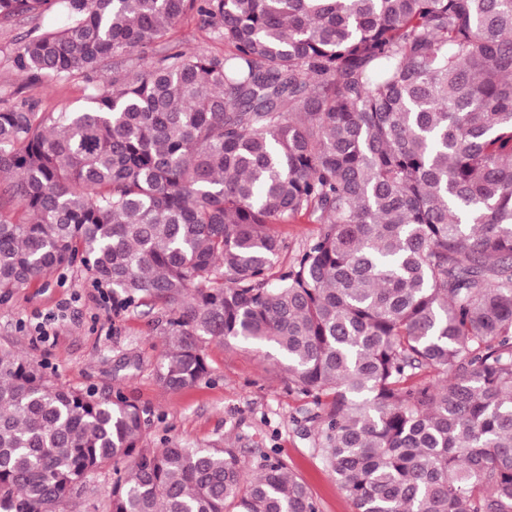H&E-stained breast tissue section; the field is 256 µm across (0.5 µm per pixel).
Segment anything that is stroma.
Masks as SVG:
<instances>
[{
    "label": "stroma",
    "instance_id": "35a3bbf8",
    "mask_svg": "<svg viewBox=\"0 0 512 512\" xmlns=\"http://www.w3.org/2000/svg\"><path fill=\"white\" fill-rule=\"evenodd\" d=\"M64 19L55 11L0 24V108L61 112L84 102L87 80L34 82L12 65L19 43L30 35L56 31ZM159 50L223 54L196 16L168 31ZM159 309L132 307L114 313L99 289L80 271H67L51 285L19 290L0 304V347L39 362L62 385L105 395L122 391L145 411V445L159 447L165 437L190 445L240 449L246 460L275 451L291 473L311 491L318 512H354L351 501L314 449L319 409L288 388L282 363L244 343L207 347L210 381L171 391L156 376L164 341L155 326ZM44 325L48 338L35 327Z\"/></svg>",
    "mask_w": 512,
    "mask_h": 512
}]
</instances>
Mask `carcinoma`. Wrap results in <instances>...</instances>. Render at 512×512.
I'll list each match as a JSON object with an SVG mask.
<instances>
[{
  "label": "carcinoma",
  "mask_w": 512,
  "mask_h": 512,
  "mask_svg": "<svg viewBox=\"0 0 512 512\" xmlns=\"http://www.w3.org/2000/svg\"><path fill=\"white\" fill-rule=\"evenodd\" d=\"M14 67L86 105L0 110V302L77 267L151 305L180 391L275 351L355 512H512V0H0ZM189 14L229 50L155 52ZM320 225L288 270L274 230ZM423 371L436 381L416 382ZM0 348V512H318L267 453L164 439ZM112 470L105 468L89 478L86 486L78 494L70 498L61 512H106L99 489L112 482Z\"/></svg>",
  "instance_id": "1"
}]
</instances>
